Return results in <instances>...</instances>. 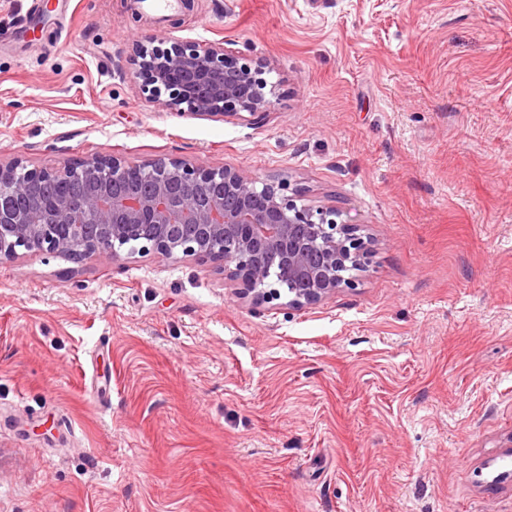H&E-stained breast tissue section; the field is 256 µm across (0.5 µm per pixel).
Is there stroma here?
<instances>
[{"instance_id":"stroma-1","label":"stroma","mask_w":512,"mask_h":512,"mask_svg":"<svg viewBox=\"0 0 512 512\" xmlns=\"http://www.w3.org/2000/svg\"><path fill=\"white\" fill-rule=\"evenodd\" d=\"M0 0V161L179 158L361 226L294 310L214 264L0 262V512H512V0ZM260 61L274 106L148 103L144 37Z\"/></svg>"}]
</instances>
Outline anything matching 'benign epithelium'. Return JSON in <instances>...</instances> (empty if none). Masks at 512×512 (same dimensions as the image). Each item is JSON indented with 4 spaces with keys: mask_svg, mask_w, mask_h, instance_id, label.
<instances>
[{
    "mask_svg": "<svg viewBox=\"0 0 512 512\" xmlns=\"http://www.w3.org/2000/svg\"><path fill=\"white\" fill-rule=\"evenodd\" d=\"M146 99L164 108L224 120L259 118L273 107L264 66L243 62L224 42L141 41L127 70ZM84 183L33 206L29 180ZM285 181L263 180L235 168L193 166L177 158L130 164L95 156L61 169L0 162V261L27 253H58L114 262L153 252L167 259L216 263L238 298L254 306L286 299L303 309L355 279L370 238L336 211L299 205Z\"/></svg>",
    "mask_w": 512,
    "mask_h": 512,
    "instance_id": "7a95c632",
    "label": "benign epithelium"
}]
</instances>
